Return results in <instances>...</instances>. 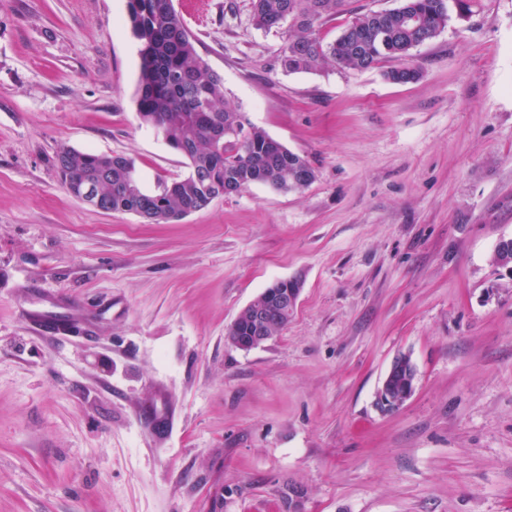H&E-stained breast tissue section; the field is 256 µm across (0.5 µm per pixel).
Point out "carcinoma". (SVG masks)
I'll use <instances>...</instances> for the list:
<instances>
[{
  "mask_svg": "<svg viewBox=\"0 0 512 512\" xmlns=\"http://www.w3.org/2000/svg\"><path fill=\"white\" fill-rule=\"evenodd\" d=\"M252 20L269 30L289 19L280 61L290 72L324 64L339 70H363L384 59L406 64L387 72L396 83L417 79L407 63L411 52L437 37L452 18L474 13L478 0H401L389 10L353 12L351 0H251ZM355 13L331 41L320 27L342 13ZM128 20L139 42L137 111L166 144L184 155L189 175L164 184L156 193L143 190L134 163L122 155L74 148L53 157L63 188L98 177L101 211L126 212L154 223L170 222L199 211L224 195L263 182L284 191L300 190L314 177L309 162L258 127L241 130L240 113L224 104V81L199 57L195 39L175 12L172 0H128Z\"/></svg>",
  "mask_w": 512,
  "mask_h": 512,
  "instance_id": "1",
  "label": "carcinoma"
}]
</instances>
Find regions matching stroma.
<instances>
[{
    "mask_svg": "<svg viewBox=\"0 0 512 512\" xmlns=\"http://www.w3.org/2000/svg\"><path fill=\"white\" fill-rule=\"evenodd\" d=\"M224 100L315 171L154 224L72 198L63 146L190 172L141 125L127 0H0V512H512V0L418 80L280 62L251 0H173ZM288 324L225 341L280 279ZM417 369L375 407L396 355ZM395 376L400 380L397 387L391 383ZM415 385L416 370L410 358L406 355L396 357L378 389L375 402L377 409L382 414L398 411L414 394Z\"/></svg>",
    "mask_w": 512,
    "mask_h": 512,
    "instance_id": "1",
    "label": "stroma"
}]
</instances>
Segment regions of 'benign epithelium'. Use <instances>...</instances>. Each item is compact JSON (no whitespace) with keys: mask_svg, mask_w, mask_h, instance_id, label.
Here are the masks:
<instances>
[{"mask_svg":"<svg viewBox=\"0 0 512 512\" xmlns=\"http://www.w3.org/2000/svg\"><path fill=\"white\" fill-rule=\"evenodd\" d=\"M494 260L497 266L512 271V238L501 239L494 249ZM300 293V284L295 279L279 280L263 291V294L254 299L240 313L252 322L249 335H239L237 322H232L226 331V340L234 348L241 351H250L259 347L271 338V333L277 327L278 320L291 314ZM399 378L400 384L391 383L393 378ZM416 385V370L406 355L396 357L376 395V407L383 413L398 411L414 394Z\"/></svg>","mask_w":512,"mask_h":512,"instance_id":"1","label":"benign epithelium"}]
</instances>
